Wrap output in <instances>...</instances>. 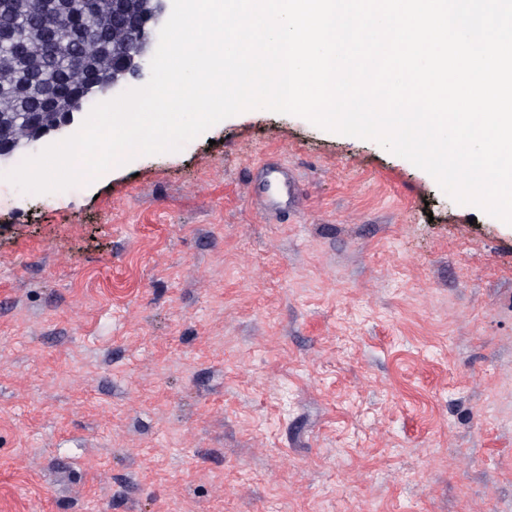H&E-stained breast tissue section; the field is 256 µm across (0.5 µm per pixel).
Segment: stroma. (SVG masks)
I'll return each instance as SVG.
<instances>
[{"label": "stroma", "instance_id": "35a3bbf8", "mask_svg": "<svg viewBox=\"0 0 512 512\" xmlns=\"http://www.w3.org/2000/svg\"><path fill=\"white\" fill-rule=\"evenodd\" d=\"M0 512H512V226L267 109L0 179Z\"/></svg>", "mask_w": 512, "mask_h": 512}]
</instances>
